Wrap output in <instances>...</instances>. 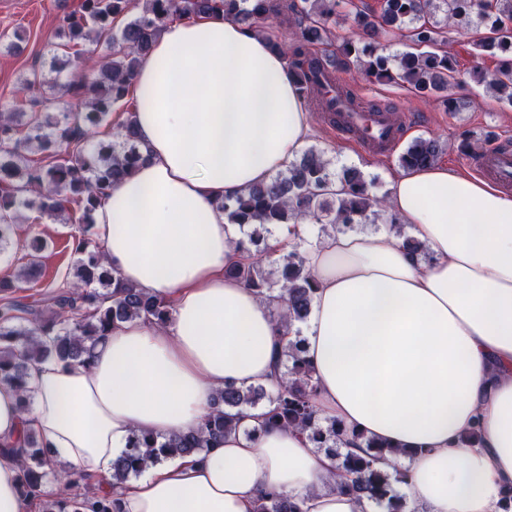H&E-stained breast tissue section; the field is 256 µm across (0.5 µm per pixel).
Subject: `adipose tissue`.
Returning <instances> with one entry per match:
<instances>
[{
	"mask_svg": "<svg viewBox=\"0 0 512 512\" xmlns=\"http://www.w3.org/2000/svg\"><path fill=\"white\" fill-rule=\"evenodd\" d=\"M145 159L113 185L94 238L123 282L171 304L172 323L112 329L92 364L48 359L30 405L0 384V445L24 430L56 472L110 480L133 436L199 430L225 383L273 385L285 343L273 314L225 266L240 232L216 201L270 181L313 129L268 37L220 14L169 22L131 82ZM396 228L333 233L305 248L317 291L303 336L315 410L387 442L378 467L408 473L422 512H502L512 489V194L434 165L390 179ZM209 452L144 470L119 512H256L267 492L303 512H376L338 486L334 457L259 412Z\"/></svg>",
	"mask_w": 512,
	"mask_h": 512,
	"instance_id": "adipose-tissue-1",
	"label": "adipose tissue"
}]
</instances>
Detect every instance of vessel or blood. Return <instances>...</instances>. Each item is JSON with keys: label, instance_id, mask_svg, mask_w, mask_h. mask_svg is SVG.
Returning a JSON list of instances; mask_svg holds the SVG:
<instances>
[{"label": "vessel or blood", "instance_id": "b4317fda", "mask_svg": "<svg viewBox=\"0 0 512 512\" xmlns=\"http://www.w3.org/2000/svg\"><path fill=\"white\" fill-rule=\"evenodd\" d=\"M321 95L332 103L337 130L352 134L372 155L392 150L409 120L408 113L396 107L378 111L350 106L340 89L332 86L322 90ZM477 155V170L485 179L500 187H512L511 151L489 145L479 148Z\"/></svg>", "mask_w": 512, "mask_h": 512}]
</instances>
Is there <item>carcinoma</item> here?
Listing matches in <instances>:
<instances>
[{"mask_svg":"<svg viewBox=\"0 0 512 512\" xmlns=\"http://www.w3.org/2000/svg\"><path fill=\"white\" fill-rule=\"evenodd\" d=\"M132 0H83L82 10L63 18L56 32L60 46L78 56L85 43L104 41L108 53L95 61L96 77L76 72L68 81V92L81 104L77 113L63 112L53 121L43 119L40 98L22 101L28 113L0 112V251L9 242L18 219V209L29 204L25 194H38V208L49 217H60L67 206H77L81 215L80 234L73 247L80 255L74 280L66 291L48 295L55 308L44 320L38 305L12 297L16 285L0 282V291L9 294L0 305V382H10L28 403L26 378L37 361L89 363L105 336L120 323L142 318L165 326L171 321L170 305L164 300L125 287L118 272L109 269L89 237L95 212L112 190V185L131 175L142 153L131 119L117 124L118 143L97 141L92 150L77 151L71 158L48 164L23 162L22 150H69L79 146L117 107L134 110L130 83L151 46L174 18H192L221 11L224 18L260 32L265 22L281 16L292 27L291 41L274 46L288 58L290 77L298 91L318 93L323 83L336 80L334 70H323L326 61L311 50L324 44L332 48L343 69L355 68L378 81L407 85L423 97H437L448 111L460 108L451 92L459 83L457 55L446 45L452 29L479 56L497 59L493 72L478 66L468 72L470 80L485 86L499 100L512 104V0H381L380 9L360 6L355 0H145L142 10L131 13ZM343 16L352 22L354 35L340 44L332 41V25ZM398 33L407 50L385 53L381 37ZM439 152L434 138H419L399 157L404 170L436 163ZM337 179L345 186V196L328 192ZM384 200L369 193V183L355 168L333 175L324 152L309 149L304 156L264 184L246 192L226 196L217 206L229 224H249L247 240L235 242L236 249L249 258L226 269L230 277L242 281L262 299H276L284 308L274 316L285 329L304 321L316 291V280L300 254L290 252L276 260L277 283L270 282L262 257L273 253L267 241L273 226L290 222L331 224L349 229L357 224H373L384 213ZM29 314V325L17 324ZM282 375L276 387H239L227 384L214 398L202 428L197 432L161 439L134 437L112 464L111 490L92 496L70 492L62 500L46 497L44 484L58 474L50 466L49 452L32 431H25L15 445L0 447V455L19 461V483L24 497L38 502L42 512H117L112 491L139 476L148 462L159 464L181 455L201 453L221 443L238 428L245 411L257 408L258 398L267 397L266 425L307 434L315 447L331 453L340 474L352 477L346 488L358 498L376 504L387 503L390 512H402V498L393 484L406 483L407 474H390L376 467L383 444L352 435L353 448L343 449L340 426L332 421L322 425L313 407V371L305 357L304 341L288 342L278 360ZM257 512H302L300 504L276 493L264 494Z\"/></svg>","mask_w":512,"mask_h":512,"instance_id":"obj_1","label":"carcinoma"}]
</instances>
